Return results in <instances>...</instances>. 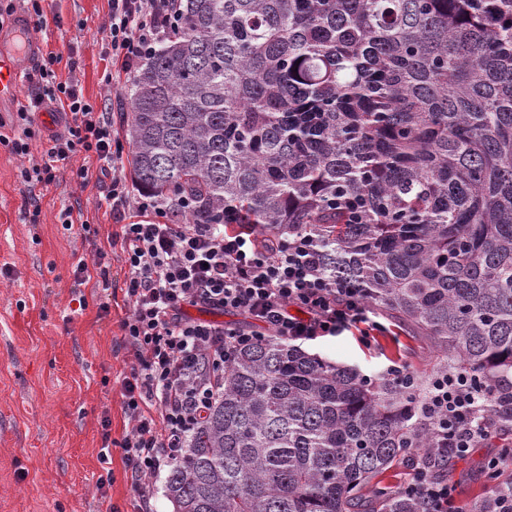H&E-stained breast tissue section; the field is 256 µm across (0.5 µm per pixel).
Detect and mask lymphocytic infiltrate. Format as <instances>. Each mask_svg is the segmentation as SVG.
<instances>
[{"label":"lymphocytic infiltrate","instance_id":"f902f5d3","mask_svg":"<svg viewBox=\"0 0 512 512\" xmlns=\"http://www.w3.org/2000/svg\"><path fill=\"white\" fill-rule=\"evenodd\" d=\"M109 2L111 67L104 81L114 87L178 30L180 0ZM58 62L53 53L39 62L31 94L11 120L0 119V144L29 158L32 140L42 134L37 114L52 108L64 129L50 134L45 157L24 168L26 181L48 185L64 169L80 184L94 173L108 181L103 201L124 220L119 238L129 273L131 311L121 330L138 361L123 381L130 428L120 447L137 512H152L148 480L174 465L187 435L223 390L224 367L237 348L265 337L305 341L351 332L366 340L387 328L363 289L325 275L311 236L267 242L229 214L220 224L168 223L169 214L193 208L194 200L182 197L173 205L129 183L107 108L90 103L74 81L61 80ZM78 156L84 163L76 167ZM192 307L242 314L249 323L229 328L191 317ZM421 403L440 453L451 450L464 459L496 436L499 420L490 407L512 403V387L483 391L467 378L445 375ZM401 490L423 499L429 512H512V492L463 504L453 485L432 477L424 456Z\"/></svg>","mask_w":512,"mask_h":512}]
</instances>
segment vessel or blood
<instances>
[{"mask_svg":"<svg viewBox=\"0 0 512 512\" xmlns=\"http://www.w3.org/2000/svg\"><path fill=\"white\" fill-rule=\"evenodd\" d=\"M38 52L39 40L26 14L14 12L0 24V112L13 111L17 88L35 73Z\"/></svg>","mask_w":512,"mask_h":512,"instance_id":"1","label":"vessel or blood"}]
</instances>
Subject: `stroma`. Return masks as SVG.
<instances>
[{
	"instance_id": "35a3bbf8",
	"label": "stroma",
	"mask_w": 512,
	"mask_h": 512,
	"mask_svg": "<svg viewBox=\"0 0 512 512\" xmlns=\"http://www.w3.org/2000/svg\"><path fill=\"white\" fill-rule=\"evenodd\" d=\"M60 22L41 35L40 53L59 54L57 72L78 81L95 104L111 101L112 132L126 136L128 102L123 89L106 86L110 66L103 28L108 0H50ZM27 160L0 145V512H134V493L120 448L112 450L113 480L99 493L98 461L103 415L111 437L128 429L122 383L137 361L120 324L130 310L127 268L120 245H108L120 222L100 208L104 183L79 185L69 172L47 186L24 181ZM87 220L97 235L86 241L65 230L63 216ZM107 247L110 286H83L74 299L72 267ZM304 351L373 375L397 359L428 378L437 362L426 343L405 335L363 344L351 334L304 342ZM497 442L473 449L449 476L461 500L481 502L497 482L478 474L496 456Z\"/></svg>"
}]
</instances>
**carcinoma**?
Listing matches in <instances>:
<instances>
[{
  "mask_svg": "<svg viewBox=\"0 0 512 512\" xmlns=\"http://www.w3.org/2000/svg\"><path fill=\"white\" fill-rule=\"evenodd\" d=\"M136 187L188 224L314 238L324 273L512 380V0H182L126 91ZM408 391L239 348L170 470L174 512H427L377 477L434 450Z\"/></svg>",
  "mask_w": 512,
  "mask_h": 512,
  "instance_id": "carcinoma-1",
  "label": "carcinoma"
}]
</instances>
